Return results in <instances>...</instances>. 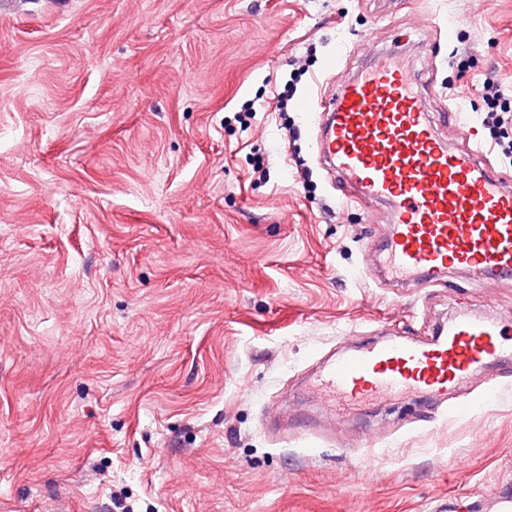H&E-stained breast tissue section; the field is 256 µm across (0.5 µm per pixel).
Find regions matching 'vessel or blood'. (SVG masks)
Masks as SVG:
<instances>
[{
	"mask_svg": "<svg viewBox=\"0 0 512 512\" xmlns=\"http://www.w3.org/2000/svg\"><path fill=\"white\" fill-rule=\"evenodd\" d=\"M298 108L337 190L385 204V280L410 288L451 269L478 282L512 276V190L481 146L449 147L448 134L472 128L458 109L447 126L435 121L408 62H378L344 78L330 102L310 91ZM498 363L512 364V322L460 314L425 341L346 348L320 362L310 388L333 416L391 395L443 408L450 390Z\"/></svg>",
	"mask_w": 512,
	"mask_h": 512,
	"instance_id": "b4317fda",
	"label": "vessel or blood"
}]
</instances>
